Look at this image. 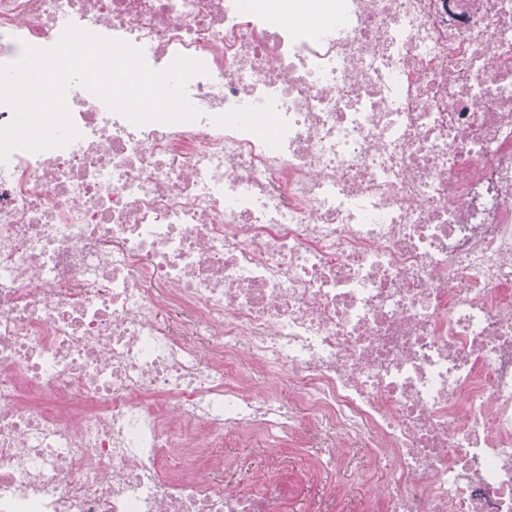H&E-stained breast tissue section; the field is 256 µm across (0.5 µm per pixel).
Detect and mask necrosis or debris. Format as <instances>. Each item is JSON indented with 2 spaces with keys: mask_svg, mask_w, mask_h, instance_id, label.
<instances>
[{
  "mask_svg": "<svg viewBox=\"0 0 512 512\" xmlns=\"http://www.w3.org/2000/svg\"><path fill=\"white\" fill-rule=\"evenodd\" d=\"M71 23L201 116L74 85L0 164V512H283L216 450L307 414L381 512H512V0H0V65Z\"/></svg>",
  "mask_w": 512,
  "mask_h": 512,
  "instance_id": "1",
  "label": "necrosis or debris"
}]
</instances>
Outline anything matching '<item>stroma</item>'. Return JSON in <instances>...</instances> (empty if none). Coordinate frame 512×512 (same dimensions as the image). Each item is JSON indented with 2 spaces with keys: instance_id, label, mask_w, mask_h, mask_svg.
Returning a JSON list of instances; mask_svg holds the SVG:
<instances>
[{
  "instance_id": "obj_1",
  "label": "stroma",
  "mask_w": 512,
  "mask_h": 512,
  "mask_svg": "<svg viewBox=\"0 0 512 512\" xmlns=\"http://www.w3.org/2000/svg\"><path fill=\"white\" fill-rule=\"evenodd\" d=\"M224 458L225 485L249 486L263 473L288 487V512H310L320 505L322 512H378L374 487L382 469L392 460L375 464L370 449H352L341 465L313 474L311 451L306 448L270 449L263 443H227L220 450Z\"/></svg>"
}]
</instances>
